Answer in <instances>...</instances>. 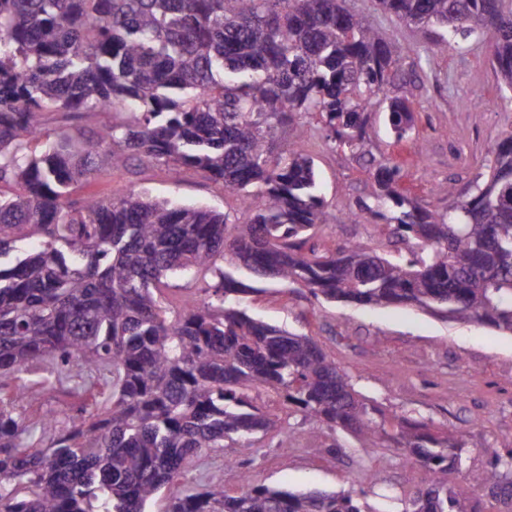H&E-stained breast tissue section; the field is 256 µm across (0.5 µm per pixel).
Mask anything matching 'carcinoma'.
<instances>
[{
    "label": "carcinoma",
    "mask_w": 512,
    "mask_h": 512,
    "mask_svg": "<svg viewBox=\"0 0 512 512\" xmlns=\"http://www.w3.org/2000/svg\"><path fill=\"white\" fill-rule=\"evenodd\" d=\"M451 46L482 38L500 91L512 95V0H377ZM404 58L344 0H0V389L33 402L74 383L96 412L34 427L0 406V512H146L205 448L256 433L291 439L256 399L271 392L303 419L395 448L426 471L402 512H475L448 472L481 444L446 426L389 416L360 397L306 335L251 317L256 290L219 264L271 274L326 302L409 305L512 334V133L486 150L484 171L448 210L399 188L404 164L366 147L372 106L397 143L413 138ZM122 109L109 146L44 131L47 112ZM301 114L373 170L374 204L347 220L385 221L396 258L357 241H314L326 200L304 150ZM42 143L34 157L23 142ZM133 159L206 172L224 191L260 200L235 223L203 206L145 193L79 202L72 188ZM35 240L20 252L16 243ZM205 271L204 299L173 316V277ZM55 364V380L26 368ZM48 441L40 448L35 442ZM470 482L512 496V450ZM167 512H365L351 493L215 484L174 492Z\"/></svg>",
    "instance_id": "cac0c4a2"
}]
</instances>
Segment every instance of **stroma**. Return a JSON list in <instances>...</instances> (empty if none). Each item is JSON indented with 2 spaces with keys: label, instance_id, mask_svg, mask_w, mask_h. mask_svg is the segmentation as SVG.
Returning a JSON list of instances; mask_svg holds the SVG:
<instances>
[{
  "label": "stroma",
  "instance_id": "stroma-1",
  "mask_svg": "<svg viewBox=\"0 0 512 512\" xmlns=\"http://www.w3.org/2000/svg\"><path fill=\"white\" fill-rule=\"evenodd\" d=\"M345 5L367 15L396 48L418 51L411 103L416 138L424 146L421 157L413 158L409 145H393L381 108L370 116L367 139L376 156L405 161L403 185L422 205L447 209L445 187L454 185L465 194L488 145L512 132V101L501 96L486 44L470 39L446 46L429 30L380 10L376 0H346ZM119 120L112 111L48 113L44 126L53 134L103 140ZM307 130L305 150L327 202L326 234L339 242L386 248L381 228L345 218L358 200L370 199V172L349 149L327 141L316 124ZM133 191L205 206L239 222L250 215L239 196L225 193L222 183L200 170L185 168L175 175L166 166L135 161L100 171L73 196L101 200ZM240 302L254 318L311 336L349 374L355 389L388 413L444 425L477 440V447L465 449L460 469L449 472V487L463 485L468 472L489 468L495 455L512 448V336L474 323L445 322L414 307L320 303L307 288L274 280L259 281L257 292L241 295ZM425 477L421 466L395 449L372 451L349 432L324 428L287 442L259 433L235 445L204 449L180 484L199 491L220 483L232 494L247 479L293 492L345 490L360 494L372 512H398L401 499L422 489Z\"/></svg>",
  "mask_w": 512,
  "mask_h": 512
}]
</instances>
